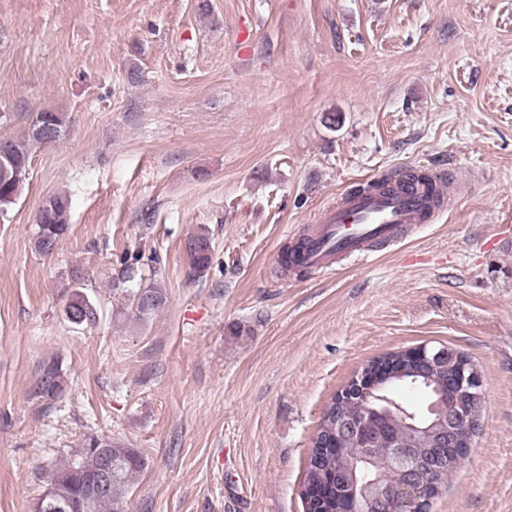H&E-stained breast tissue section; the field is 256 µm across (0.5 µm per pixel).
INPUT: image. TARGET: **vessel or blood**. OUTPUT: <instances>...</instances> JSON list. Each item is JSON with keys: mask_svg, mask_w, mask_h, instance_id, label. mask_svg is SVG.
Masks as SVG:
<instances>
[{"mask_svg": "<svg viewBox=\"0 0 512 512\" xmlns=\"http://www.w3.org/2000/svg\"><path fill=\"white\" fill-rule=\"evenodd\" d=\"M437 209L425 188L385 195H347L326 208L298 245L302 265L329 269L344 256H368L381 242L405 241L412 229L433 220Z\"/></svg>", "mask_w": 512, "mask_h": 512, "instance_id": "b4317fda", "label": "vessel or blood"}]
</instances>
